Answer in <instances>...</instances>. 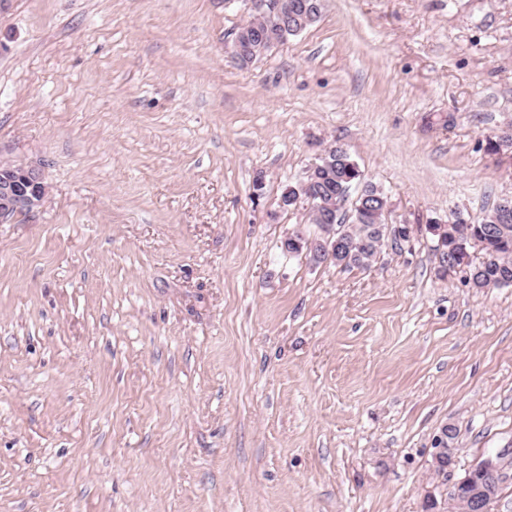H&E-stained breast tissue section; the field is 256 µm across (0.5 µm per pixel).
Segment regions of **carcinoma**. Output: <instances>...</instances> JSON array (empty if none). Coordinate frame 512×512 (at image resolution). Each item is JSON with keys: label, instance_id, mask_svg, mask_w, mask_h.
<instances>
[{"label": "carcinoma", "instance_id": "carcinoma-1", "mask_svg": "<svg viewBox=\"0 0 512 512\" xmlns=\"http://www.w3.org/2000/svg\"><path fill=\"white\" fill-rule=\"evenodd\" d=\"M238 31L249 39L248 58L244 59L246 64L265 55L270 50L269 44L283 43L294 35L293 31L282 30L274 24L240 26ZM325 161L327 165L323 169L306 178L315 201L321 204L318 214L309 216V219L322 229L329 221L331 205L341 202L350 206L349 217H341L345 231L343 255L328 258L322 252L318 235H303L298 238V246L283 240L281 249L291 255L304 254L317 264L329 263L348 270H366L388 240L389 227L385 223L387 196L376 185L364 181L363 174L347 151L338 149L330 152ZM355 184L362 185V188L352 200L350 190ZM472 238L487 242V246L483 250L482 260L467 264V284L476 289L512 286V217L506 220L500 218L498 209L494 207L486 211L479 222L463 225L455 240L438 241L436 251L439 252L442 267L448 270L461 265Z\"/></svg>", "mask_w": 512, "mask_h": 512}]
</instances>
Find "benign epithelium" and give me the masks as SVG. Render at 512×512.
Masks as SVG:
<instances>
[{
    "mask_svg": "<svg viewBox=\"0 0 512 512\" xmlns=\"http://www.w3.org/2000/svg\"><path fill=\"white\" fill-rule=\"evenodd\" d=\"M246 12L258 13L266 18L283 16L280 0H244ZM47 193L39 169L22 165L0 164V224L13 220L14 214L23 210L29 213L36 210ZM339 230L328 226L323 231V247L329 254L339 251L342 237ZM448 428H443L435 440L439 453L432 464V476L438 478L449 466L451 458L446 456ZM512 464L504 461L501 455L488 456L478 462L469 475L449 491L436 495L430 490L425 496L426 512H489L508 478Z\"/></svg>",
    "mask_w": 512,
    "mask_h": 512,
    "instance_id": "benign-epithelium-1",
    "label": "benign epithelium"
}]
</instances>
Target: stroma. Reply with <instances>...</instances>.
I'll use <instances>...</instances> for the list:
<instances>
[{
  "label": "stroma",
  "mask_w": 512,
  "mask_h": 512,
  "mask_svg": "<svg viewBox=\"0 0 512 512\" xmlns=\"http://www.w3.org/2000/svg\"><path fill=\"white\" fill-rule=\"evenodd\" d=\"M242 0H0V512H423L512 460V287L432 220L512 196V0H324L246 66ZM415 231L365 271L280 249L329 144ZM264 173L261 194L253 179ZM47 193L39 169L22 165L0 164V224L10 223L14 214L36 210ZM20 212L19 214L27 213ZM455 438V429L452 427H444L441 431V434L437 436L435 440V448H440L438 454L434 457V462L432 464V476L433 479H437L439 475H441L451 464V455L450 457H446V453L448 448H445L453 439ZM448 461V463H447Z\"/></svg>",
  "instance_id": "obj_1"
}]
</instances>
